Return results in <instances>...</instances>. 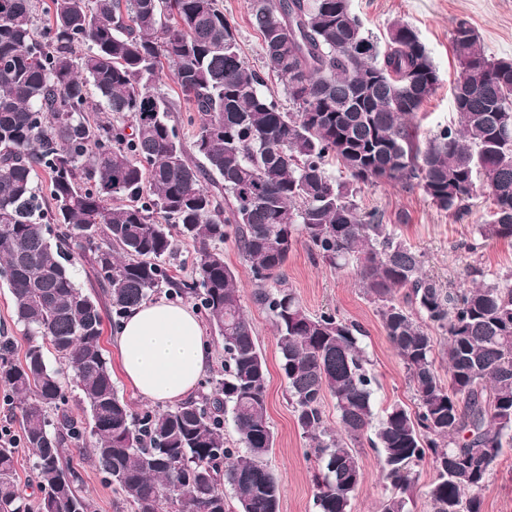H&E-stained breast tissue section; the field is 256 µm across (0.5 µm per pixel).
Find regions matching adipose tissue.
I'll list each match as a JSON object with an SVG mask.
<instances>
[{"mask_svg": "<svg viewBox=\"0 0 512 512\" xmlns=\"http://www.w3.org/2000/svg\"><path fill=\"white\" fill-rule=\"evenodd\" d=\"M114 341L125 380L162 406L187 399L210 360L198 317L162 298L131 308Z\"/></svg>", "mask_w": 512, "mask_h": 512, "instance_id": "1", "label": "adipose tissue"}]
</instances>
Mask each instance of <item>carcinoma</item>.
Segmentation results:
<instances>
[{"mask_svg":"<svg viewBox=\"0 0 512 512\" xmlns=\"http://www.w3.org/2000/svg\"><path fill=\"white\" fill-rule=\"evenodd\" d=\"M249 23L294 110L261 90L218 0H0V280L27 339L21 361L13 340L0 341V387L19 401L38 487L35 498L21 490L16 448L1 442L0 512H92L67 443L89 453L132 512H279L268 369L224 261L230 238L272 316L289 402L315 444L319 512H351L364 438L392 488L382 512H409L412 466L428 454L433 512H482L475 492L512 447V271L442 287L382 213L360 210L353 185L416 186L455 216L480 192L491 210L477 238L512 241V120L505 129L491 120L497 109L512 116V59L487 55L470 23L457 21L456 122L422 142L414 119L439 75L407 24H391L382 47L349 0H251ZM359 45L367 51L349 52ZM167 66L199 117L188 148L156 87ZM90 86L103 99L94 121ZM331 157L345 180L329 172ZM178 237L195 249L190 280L165 266ZM301 239L336 268L356 267L415 411L394 405L376 418L362 329L308 313L289 288H266ZM77 255L89 260L93 295L74 281ZM163 289L197 301L221 338L224 375L184 402L136 414L100 345L104 317L117 328ZM432 328L446 335L440 348ZM70 384L87 422L68 408ZM328 396L336 431L325 421ZM228 412L233 443L224 440Z\"/></svg>","mask_w":512,"mask_h":512,"instance_id":"obj_1","label":"carcinoma"}]
</instances>
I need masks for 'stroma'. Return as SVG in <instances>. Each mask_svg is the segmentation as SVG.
Instances as JSON below:
<instances>
[{
	"instance_id": "obj_1",
	"label": "stroma",
	"mask_w": 512,
	"mask_h": 512,
	"mask_svg": "<svg viewBox=\"0 0 512 512\" xmlns=\"http://www.w3.org/2000/svg\"><path fill=\"white\" fill-rule=\"evenodd\" d=\"M218 4L237 30L242 57L251 68L262 70L260 40L248 22L250 0H218ZM351 7L372 36L384 37L388 24L399 20L412 27L430 52L439 86L418 115L419 133L424 137L456 116L452 87L458 64L450 34L457 20L471 23L487 55L512 58V0H351ZM354 199L362 210L382 212L397 236L423 254L426 272L443 287L469 286L476 269L488 276L512 269V242L493 243L475 252L470 249L474 226L484 219V204L453 217L433 206L419 189L380 183L358 185ZM224 260L238 275L242 303L266 359L267 418L275 436L268 465L282 483L280 512H318L314 501L318 462L289 403L270 313L255 300L250 265L234 241L225 242ZM280 280L283 287L296 292L310 314L332 311L363 328L361 345L378 381L372 397L376 415L396 404L415 410L416 399L404 365L384 333L376 304L365 295L353 268L336 269L301 241L290 254ZM359 452L365 478L352 501V512H380L387 495L379 474L380 459L368 446H361ZM73 463L82 472L95 512H131L91 460L77 456ZM479 496L482 512H512V447L504 449Z\"/></svg>"
}]
</instances>
